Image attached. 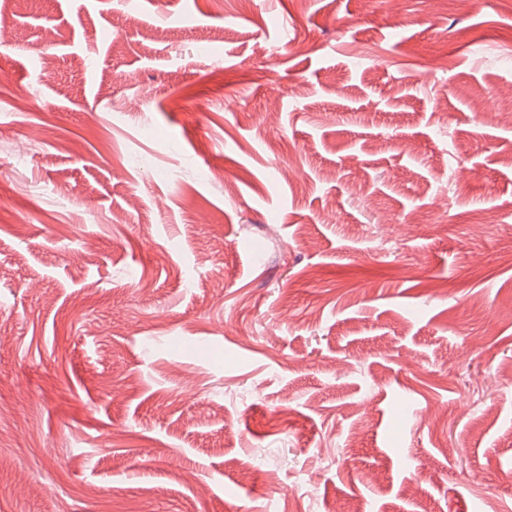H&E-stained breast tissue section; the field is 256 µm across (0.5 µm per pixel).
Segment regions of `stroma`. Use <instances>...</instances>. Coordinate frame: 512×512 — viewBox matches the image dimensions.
I'll list each match as a JSON object with an SVG mask.
<instances>
[{"mask_svg":"<svg viewBox=\"0 0 512 512\" xmlns=\"http://www.w3.org/2000/svg\"><path fill=\"white\" fill-rule=\"evenodd\" d=\"M1 24L0 512H512V0Z\"/></svg>","mask_w":512,"mask_h":512,"instance_id":"obj_1","label":"stroma"}]
</instances>
